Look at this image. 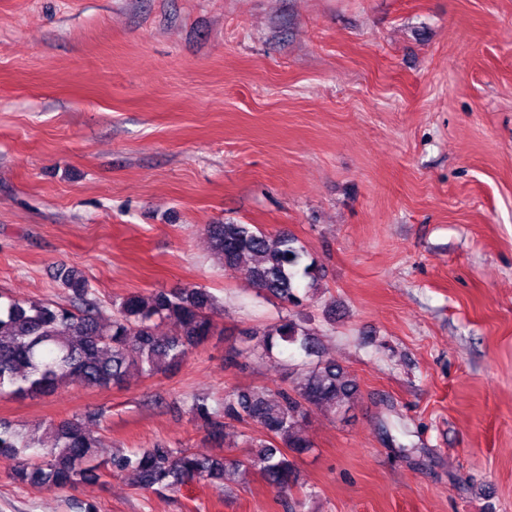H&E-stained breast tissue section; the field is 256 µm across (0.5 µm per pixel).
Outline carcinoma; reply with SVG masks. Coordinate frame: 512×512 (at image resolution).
Wrapping results in <instances>:
<instances>
[{"mask_svg":"<svg viewBox=\"0 0 512 512\" xmlns=\"http://www.w3.org/2000/svg\"><path fill=\"white\" fill-rule=\"evenodd\" d=\"M205 231L213 250L228 267L243 268L246 279L272 296L286 310L301 307L315 283L313 264L303 263L304 250L282 232L271 234L254 224H208ZM253 263L248 264L246 260ZM74 302L0 305V394L17 398L45 397L69 382L110 389L125 385L133 374L153 377L184 360L214 335L208 310L214 297L196 286L157 290L148 296L131 294L112 304V318L103 325L87 280L75 270L61 273ZM169 320L168 336L155 332L158 321ZM251 345L238 352L249 358L270 359L274 351L295 348L309 358L318 339L304 323L287 314L278 322L250 333ZM354 376L330 360L311 363L291 387L277 391L233 389L214 406L193 396L185 412L223 439L235 425H252L258 435L246 440L247 454L200 456L186 448L155 445L98 458V439L84 420L72 418L49 428L47 440L25 441L0 424V459L12 462L9 477L31 487H71L101 477L102 471H132L147 490H174L196 480L224 488L227 469L254 467L278 493L296 482L293 454L311 444L296 432L306 408L313 405L340 413L358 393Z\"/></svg>","mask_w":512,"mask_h":512,"instance_id":"obj_1","label":"carcinoma"}]
</instances>
